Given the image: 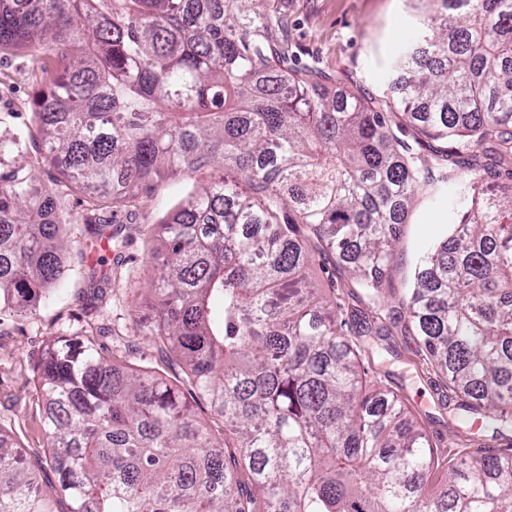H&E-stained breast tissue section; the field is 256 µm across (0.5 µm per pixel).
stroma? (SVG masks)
I'll list each match as a JSON object with an SVG mask.
<instances>
[{
	"mask_svg": "<svg viewBox=\"0 0 512 512\" xmlns=\"http://www.w3.org/2000/svg\"><path fill=\"white\" fill-rule=\"evenodd\" d=\"M257 8L287 20L288 50L295 63L317 66L331 77L334 87L375 96L386 92L393 79V52L413 40L418 27V14L407 0H259ZM42 87L41 73L32 68L26 50L1 52L0 126L20 128L30 123ZM220 176V169L210 166L153 182L149 190L113 210V227L128 238L121 253L111 252L104 240L91 249L72 243L71 270L39 314L0 318V429L13 435L27 458H44L47 448L36 362L56 337L80 335L114 364L176 380L163 347L134 333L136 320L155 307V271L148 251L159 245L160 217L194 186ZM455 193L456 184L451 181L438 191L422 190L414 200L405 224L399 227L396 254L380 295L329 264L310 272L322 288L333 289L350 322L384 324L383 354L365 352L361 360L373 385L398 395L428 436L434 457L428 483L432 491L445 482L451 445L464 452L512 451V430L497 433L480 427L458 409L419 337L405 326L401 299L412 284L416 259L456 222ZM97 263L111 269L112 278L102 301L90 313L83 310L78 293L84 287V268Z\"/></svg>",
	"mask_w": 512,
	"mask_h": 512,
	"instance_id": "1",
	"label": "stroma"
}]
</instances>
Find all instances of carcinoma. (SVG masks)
<instances>
[{"label": "carcinoma", "instance_id": "obj_1", "mask_svg": "<svg viewBox=\"0 0 512 512\" xmlns=\"http://www.w3.org/2000/svg\"><path fill=\"white\" fill-rule=\"evenodd\" d=\"M253 2L0 0V51L26 49L47 94L34 129L0 130V313L47 303L69 237L124 245L105 205L218 166L159 222L158 305L136 333L224 422L216 441L179 386L59 337L38 363L57 479L45 490L0 430V512H512V453L456 455L426 493L424 435L364 382L306 275L320 256L379 291L415 195L461 151L491 159L462 176L459 221L402 304L480 425L512 427V0H417L420 36L378 98L331 92ZM36 137L60 184L100 201L70 235L46 220ZM108 280L89 267L82 296Z\"/></svg>", "mask_w": 512, "mask_h": 512}]
</instances>
